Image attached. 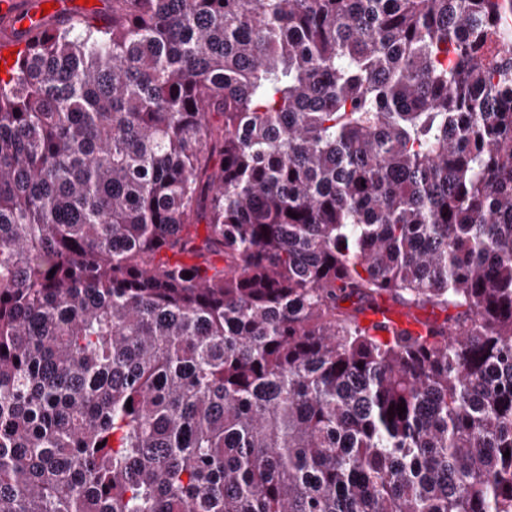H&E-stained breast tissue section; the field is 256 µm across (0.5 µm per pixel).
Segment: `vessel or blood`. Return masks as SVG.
Returning <instances> with one entry per match:
<instances>
[{
    "label": "vessel or blood",
    "instance_id": "vessel-or-blood-1",
    "mask_svg": "<svg viewBox=\"0 0 512 512\" xmlns=\"http://www.w3.org/2000/svg\"><path fill=\"white\" fill-rule=\"evenodd\" d=\"M51 4V12H43L44 4ZM105 26L112 13L108 0H94L81 5L80 0H0V64L5 52L22 53L38 28L62 27L78 19Z\"/></svg>",
    "mask_w": 512,
    "mask_h": 512
}]
</instances>
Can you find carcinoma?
I'll use <instances>...</instances> for the list:
<instances>
[{
  "label": "carcinoma",
  "mask_w": 512,
  "mask_h": 512,
  "mask_svg": "<svg viewBox=\"0 0 512 512\" xmlns=\"http://www.w3.org/2000/svg\"><path fill=\"white\" fill-rule=\"evenodd\" d=\"M0 512H512V0L36 31L0 77Z\"/></svg>",
  "instance_id": "carcinoma-1"
}]
</instances>
